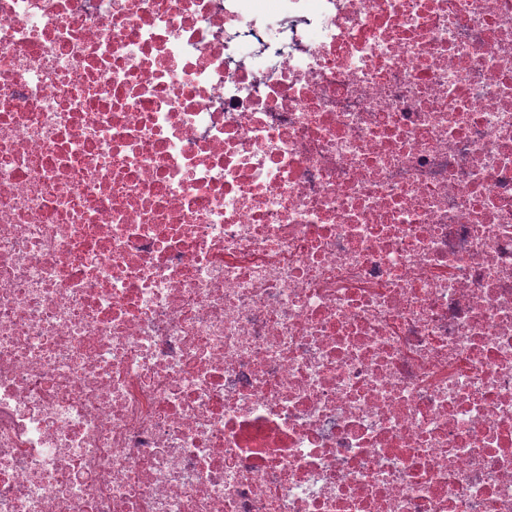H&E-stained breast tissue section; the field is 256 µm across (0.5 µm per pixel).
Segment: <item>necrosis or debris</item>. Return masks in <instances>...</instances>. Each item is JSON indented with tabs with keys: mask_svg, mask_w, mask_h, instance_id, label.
Masks as SVG:
<instances>
[{
	"mask_svg": "<svg viewBox=\"0 0 512 512\" xmlns=\"http://www.w3.org/2000/svg\"><path fill=\"white\" fill-rule=\"evenodd\" d=\"M0 512H512V0H0Z\"/></svg>",
	"mask_w": 512,
	"mask_h": 512,
	"instance_id": "obj_1",
	"label": "necrosis or debris"
}]
</instances>
